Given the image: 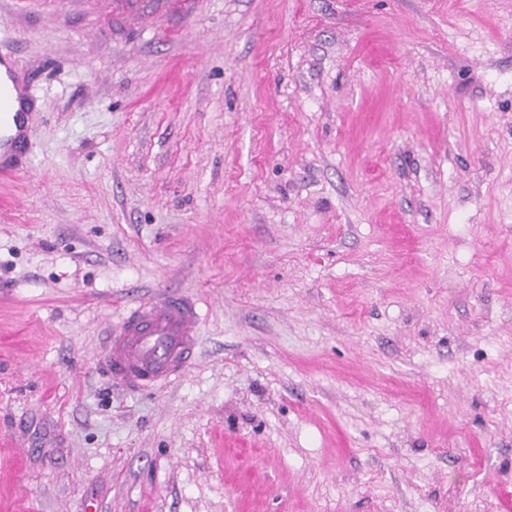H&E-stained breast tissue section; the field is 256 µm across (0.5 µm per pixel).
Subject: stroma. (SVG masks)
Listing matches in <instances>:
<instances>
[{
    "instance_id": "obj_1",
    "label": "stroma",
    "mask_w": 512,
    "mask_h": 512,
    "mask_svg": "<svg viewBox=\"0 0 512 512\" xmlns=\"http://www.w3.org/2000/svg\"><path fill=\"white\" fill-rule=\"evenodd\" d=\"M0 512H508L512 0H0ZM200 313L114 384L124 308ZM14 90L17 91L15 94ZM19 108L16 109V102ZM32 112H26V104L16 85L0 82V177H15L23 162L19 147L24 143ZM198 324L196 303L179 293L131 304L106 336L108 377L144 388L182 376L196 354Z\"/></svg>"
}]
</instances>
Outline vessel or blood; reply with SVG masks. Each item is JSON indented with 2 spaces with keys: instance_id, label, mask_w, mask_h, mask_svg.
Instances as JSON below:
<instances>
[{
  "instance_id": "b4317fda",
  "label": "vessel or blood",
  "mask_w": 512,
  "mask_h": 512,
  "mask_svg": "<svg viewBox=\"0 0 512 512\" xmlns=\"http://www.w3.org/2000/svg\"><path fill=\"white\" fill-rule=\"evenodd\" d=\"M18 99L13 87L0 82V177L6 179L23 168L18 149L31 119ZM198 324L195 302L178 293L131 304L105 341L108 377L123 386L144 388L182 376L196 354Z\"/></svg>"
}]
</instances>
